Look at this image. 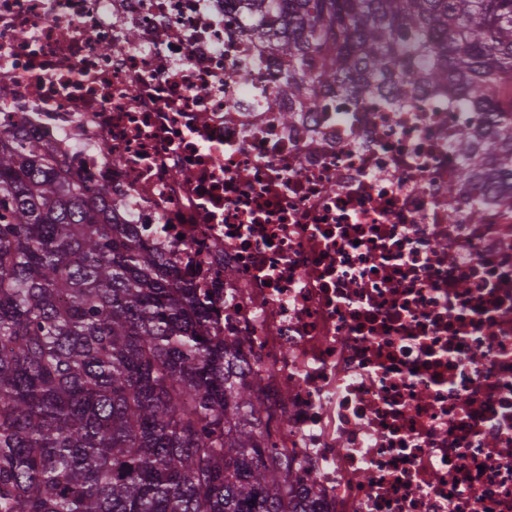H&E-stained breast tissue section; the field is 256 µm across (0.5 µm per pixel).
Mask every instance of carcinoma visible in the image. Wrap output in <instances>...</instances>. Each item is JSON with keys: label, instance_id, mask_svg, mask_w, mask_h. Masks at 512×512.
Wrapping results in <instances>:
<instances>
[{"label": "carcinoma", "instance_id": "carcinoma-1", "mask_svg": "<svg viewBox=\"0 0 512 512\" xmlns=\"http://www.w3.org/2000/svg\"><path fill=\"white\" fill-rule=\"evenodd\" d=\"M283 63L265 107L385 108L448 89L463 187L512 173V0H230ZM237 346L173 261L110 221L45 143L0 134V512H317L269 445Z\"/></svg>", "mask_w": 512, "mask_h": 512}]
</instances>
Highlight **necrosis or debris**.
<instances>
[{"label": "necrosis or debris", "mask_w": 512, "mask_h": 512, "mask_svg": "<svg viewBox=\"0 0 512 512\" xmlns=\"http://www.w3.org/2000/svg\"><path fill=\"white\" fill-rule=\"evenodd\" d=\"M255 53L224 0H0V133L173 259L320 512H512V207L449 200L447 94L285 124Z\"/></svg>", "instance_id": "obj_1"}]
</instances>
